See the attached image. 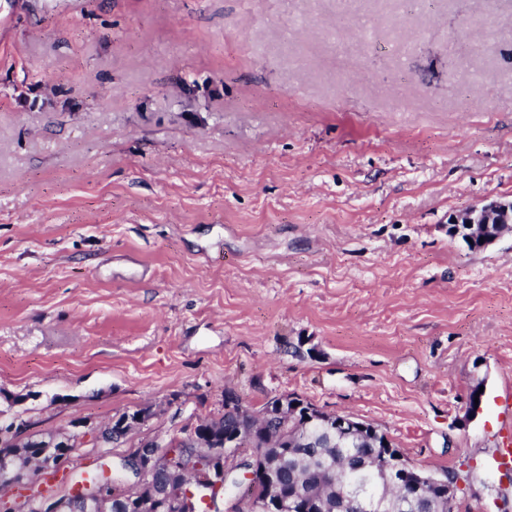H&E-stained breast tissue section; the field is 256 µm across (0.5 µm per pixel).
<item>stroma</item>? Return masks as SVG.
<instances>
[{
  "label": "stroma",
  "instance_id": "obj_1",
  "mask_svg": "<svg viewBox=\"0 0 512 512\" xmlns=\"http://www.w3.org/2000/svg\"><path fill=\"white\" fill-rule=\"evenodd\" d=\"M494 199L512 0H0V409L296 394L512 512V236L448 234Z\"/></svg>",
  "mask_w": 512,
  "mask_h": 512
}]
</instances>
